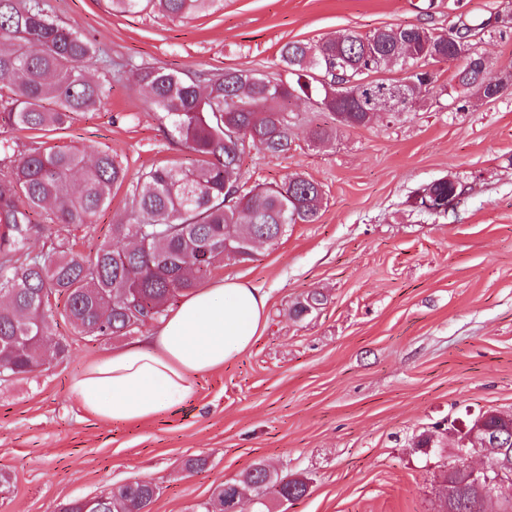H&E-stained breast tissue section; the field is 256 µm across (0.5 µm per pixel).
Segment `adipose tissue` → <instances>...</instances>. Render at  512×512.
<instances>
[{
    "label": "adipose tissue",
    "instance_id": "adipose-tissue-1",
    "mask_svg": "<svg viewBox=\"0 0 512 512\" xmlns=\"http://www.w3.org/2000/svg\"><path fill=\"white\" fill-rule=\"evenodd\" d=\"M267 295L217 282L184 297L141 344L113 351L71 386L81 405L115 425H132L190 401L197 378L222 368L252 343Z\"/></svg>",
    "mask_w": 512,
    "mask_h": 512
}]
</instances>
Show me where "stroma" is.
<instances>
[{
	"instance_id": "1",
	"label": "stroma",
	"mask_w": 512,
	"mask_h": 512,
	"mask_svg": "<svg viewBox=\"0 0 512 512\" xmlns=\"http://www.w3.org/2000/svg\"><path fill=\"white\" fill-rule=\"evenodd\" d=\"M45 2L95 40L107 70L102 105L62 130L17 132L18 143L109 147L132 176L191 155L168 138L130 65L268 74L289 41L407 24L442 31L512 12V0H224L173 20L118 14L105 0ZM481 50L489 77L505 81L496 98L451 97L457 65L441 61L416 111L338 129L301 99L287 154L247 148L245 181L304 174L320 184L322 207L316 222L249 259L217 262L211 281L266 293V320L240 356L199 378L189 402L128 426L84 410L73 380L158 324L131 337L80 335L52 300L67 353L0 382V471L13 479L0 512H58L135 479L157 486L152 512H198L216 486L258 463L308 484L283 505L245 487L270 512H438L449 429L489 411L512 415V29ZM316 126L335 133L313 143ZM443 177L458 184L448 212L420 207L419 192ZM129 211L124 190L114 191L70 247L94 255ZM193 458L203 471L186 470Z\"/></svg>"
}]
</instances>
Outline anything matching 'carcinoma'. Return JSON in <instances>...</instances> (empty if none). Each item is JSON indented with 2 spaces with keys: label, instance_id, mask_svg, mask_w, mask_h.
<instances>
[{
  "label": "carcinoma",
  "instance_id": "1",
  "mask_svg": "<svg viewBox=\"0 0 512 512\" xmlns=\"http://www.w3.org/2000/svg\"><path fill=\"white\" fill-rule=\"evenodd\" d=\"M112 11H159L171 18L207 13L220 0H108ZM414 34L408 65L425 66L433 53L448 50L464 36L481 41L489 24L453 26L440 33L418 25L401 27ZM399 27L369 35L349 32L319 44L285 43L280 61L295 76H263L226 69L182 77L162 67L141 64L133 75L150 107L177 143L195 156L189 167L156 166L130 181L114 150L32 145L18 150L0 137V381L33 372L42 356L64 354L56 337L51 297L63 298L62 317L80 334L130 335L148 320H159L177 297L196 288L224 258V237L242 259L251 256L244 241L282 237L281 224H312L322 201L320 185L301 175L279 184L246 187L241 160L258 142L271 155L287 153L294 141L292 105L315 99L324 112L336 113V79L359 81L386 68L396 50ZM96 43L77 27L52 18L42 0H0V108L17 130L54 131L73 116L102 104ZM464 93L493 98L498 91L462 62L452 75ZM126 187L131 207L126 222L112 224V242L83 258L68 249L48 254L30 251L32 235L59 238L65 231L93 223L109 206L112 192ZM44 215L35 222L34 215ZM256 487L271 486L276 498L294 501L307 492L300 479H272L261 464L245 475ZM111 492L74 500L60 512H142L157 487L150 482L123 484Z\"/></svg>",
  "mask_w": 512,
  "mask_h": 512
}]
</instances>
